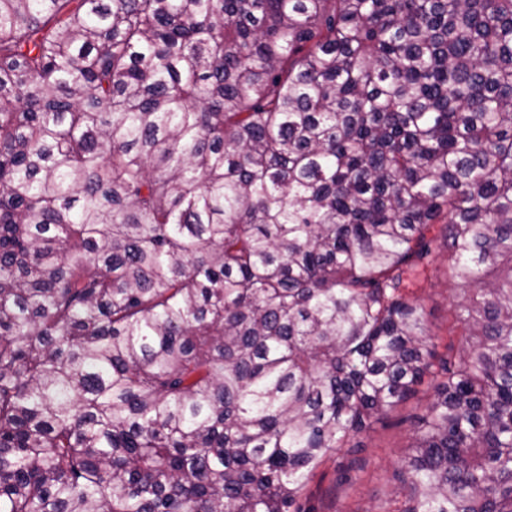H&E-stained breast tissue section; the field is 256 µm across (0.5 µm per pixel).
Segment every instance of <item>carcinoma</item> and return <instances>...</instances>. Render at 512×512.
<instances>
[{
  "label": "carcinoma",
  "instance_id": "obj_1",
  "mask_svg": "<svg viewBox=\"0 0 512 512\" xmlns=\"http://www.w3.org/2000/svg\"><path fill=\"white\" fill-rule=\"evenodd\" d=\"M427 373L379 512H512V0H0V512H311ZM427 237L438 238L440 248L433 253L430 264L415 285L407 291L409 297L424 308L438 351L445 352L448 345L457 348L462 341V329L454 316V304H470L480 300V294L474 287L454 277L452 252L444 240V224L429 226Z\"/></svg>",
  "mask_w": 512,
  "mask_h": 512
}]
</instances>
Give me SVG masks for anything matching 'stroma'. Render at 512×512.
<instances>
[{
	"label": "stroma",
	"mask_w": 512,
	"mask_h": 512,
	"mask_svg": "<svg viewBox=\"0 0 512 512\" xmlns=\"http://www.w3.org/2000/svg\"><path fill=\"white\" fill-rule=\"evenodd\" d=\"M452 253L440 246L430 264L408 290L420 304L438 350L460 345L462 329L454 306L479 300L480 295L454 277ZM432 400L427 384L417 385L394 411L355 436L347 448L328 457L307 485L303 501L311 512H377L396 487L393 478L413 437V425L425 416ZM353 465V481L339 483V469Z\"/></svg>",
	"instance_id": "1"
}]
</instances>
